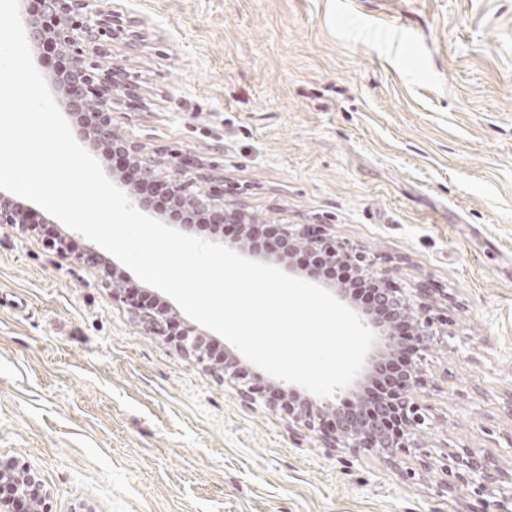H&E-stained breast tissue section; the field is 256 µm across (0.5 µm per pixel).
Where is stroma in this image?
Wrapping results in <instances>:
<instances>
[{
	"instance_id": "obj_1",
	"label": "stroma",
	"mask_w": 512,
	"mask_h": 512,
	"mask_svg": "<svg viewBox=\"0 0 512 512\" xmlns=\"http://www.w3.org/2000/svg\"><path fill=\"white\" fill-rule=\"evenodd\" d=\"M95 6L125 29L89 56L117 135L199 199L322 226L438 328L428 427L392 456L324 447L142 328L88 239L0 224V462L43 512H512V0ZM463 450L501 482L449 472Z\"/></svg>"
}]
</instances>
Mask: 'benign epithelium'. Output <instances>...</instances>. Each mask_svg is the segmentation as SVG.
Wrapping results in <instances>:
<instances>
[{"instance_id": "benign-epithelium-1", "label": "benign epithelium", "mask_w": 512, "mask_h": 512, "mask_svg": "<svg viewBox=\"0 0 512 512\" xmlns=\"http://www.w3.org/2000/svg\"><path fill=\"white\" fill-rule=\"evenodd\" d=\"M39 4L40 8L37 10L27 8L21 10V20L28 44L35 47L44 39L51 37L59 45L68 47L71 64L62 81L64 98L69 107L87 110L94 139L120 147L121 151L139 166L142 181L171 188L185 209L202 208L195 195L179 189L171 180L151 173L150 169L141 163L139 146L116 134L112 122L113 82L107 75L96 72V67L86 62L87 50L99 52L103 48H108L114 36L120 33L119 24L115 23L114 16L90 7L89 0H39ZM48 17L57 22L51 32L48 31L46 24ZM207 210L216 224H222L226 219L242 215V212L226 209L222 204H213L207 207ZM0 224H14L29 232L36 222L28 219L26 211L18 207L12 193L0 190ZM276 229L279 232L276 242L264 252L254 250L242 238L230 239L226 247L237 253L264 259L272 258L280 263L284 262L296 247L314 248L322 251L333 261L338 255L341 257L347 255L357 261L360 270L366 276L380 281L386 280L385 274L370 270L361 253L315 227L305 224H278ZM385 295L389 297V303L396 307L399 313L415 320L420 335H434L430 323L415 319L413 304L398 289L388 288L385 290ZM131 309L135 319L148 331L162 336L171 335L168 328L170 320L173 319L170 308L166 307L161 312L141 308L135 304ZM356 313L374 332L375 342L360 373L350 385L354 393L358 392L364 382L373 376L382 359L392 353L396 346L393 327L379 324L361 309L356 310ZM178 342L185 352L194 356L197 361L209 365L224 381L235 385L244 401L262 403L269 410L288 419L291 425L323 436L325 443L329 446L343 445L355 450L375 452L407 448L412 438L426 425V416L421 412L415 396V388L419 384L416 362L405 369V379L399 399L394 402L380 401L374 404L373 410L367 416L362 412L343 410L327 401L316 404L315 411L299 402L293 404L288 402V397L294 393L293 388L286 384L267 387L254 378L246 376L243 373L245 370L243 361L233 350H225L224 362L213 361L205 348L207 337L204 333L192 336L190 331L184 330L179 333ZM396 413L403 416L406 423V438L403 440L393 437L383 427L389 416ZM455 463L466 472L479 475L481 489L489 487L497 480V476L489 471L487 466L469 453L457 455ZM5 488L9 493L0 495V512H11L12 502L15 499H22L30 505H36L44 496L40 480L27 470L16 471L0 467V492Z\"/></svg>"}]
</instances>
